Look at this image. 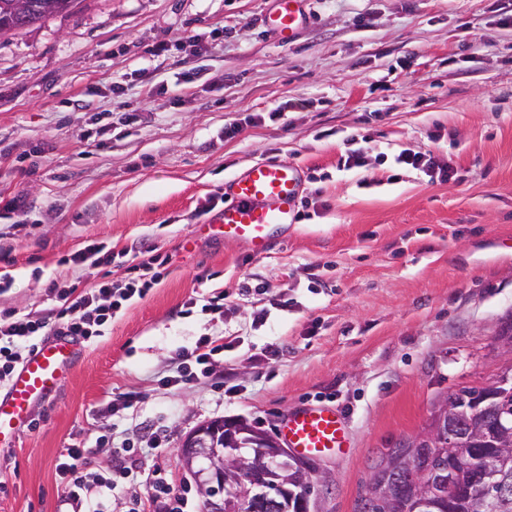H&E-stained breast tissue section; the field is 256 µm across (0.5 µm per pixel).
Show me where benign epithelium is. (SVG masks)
Instances as JSON below:
<instances>
[{"mask_svg":"<svg viewBox=\"0 0 512 512\" xmlns=\"http://www.w3.org/2000/svg\"><path fill=\"white\" fill-rule=\"evenodd\" d=\"M497 352L506 358L497 372L463 394L460 389L438 396L427 424L405 437L404 458H389L383 470L397 472L402 462L418 467L420 481L415 491L416 512H438L439 499L463 493L474 512H495L494 488L512 477V454L504 450L512 441V335L498 330ZM494 427L484 439L497 448L495 455L479 462L466 449L481 431L487 413ZM215 425L208 421L185 434L177 454L182 467L197 476L202 498L211 512H224V499L237 497L244 512H265L269 502L279 512H292L297 502L302 512H313L315 485L309 459L286 448L277 433L266 431L245 419L224 421L222 443L212 440ZM448 446V472L431 469L425 458L429 449ZM363 492L378 512H393L398 500L394 486L369 473Z\"/></svg>","mask_w":512,"mask_h":512,"instance_id":"1","label":"benign epithelium"}]
</instances>
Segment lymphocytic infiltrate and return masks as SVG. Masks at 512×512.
<instances>
[{
	"instance_id": "obj_1",
	"label": "lymphocytic infiltrate",
	"mask_w": 512,
	"mask_h": 512,
	"mask_svg": "<svg viewBox=\"0 0 512 512\" xmlns=\"http://www.w3.org/2000/svg\"><path fill=\"white\" fill-rule=\"evenodd\" d=\"M160 266L159 255L150 253L127 267L123 280L118 282L106 279L81 290L49 284L53 306L45 312L22 314L14 309H1L0 388L48 337L65 336L77 343H88L104 336L112 321L134 300L144 298L157 283L161 277ZM223 351V345L215 340L200 338L191 352L178 355L175 370L164 377V385L175 386L209 377L211 360ZM89 454V447L71 445L58 466L68 488L64 502L71 506L72 512H108L106 500L118 485L138 478L148 488L149 500L135 502L128 512H145L149 503L154 505L155 512H185L187 498L176 494L158 473H147L143 461L130 451H123L119 465L106 474L87 471Z\"/></svg>"
}]
</instances>
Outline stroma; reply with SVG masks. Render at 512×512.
Instances as JSON below:
<instances>
[{
    "instance_id": "1",
    "label": "stroma",
    "mask_w": 512,
    "mask_h": 512,
    "mask_svg": "<svg viewBox=\"0 0 512 512\" xmlns=\"http://www.w3.org/2000/svg\"><path fill=\"white\" fill-rule=\"evenodd\" d=\"M273 4L81 0L0 38V196L25 192L30 220H0V274L14 278L0 309L36 313L52 305L49 282H99L104 267L66 262L88 240L116 252V279L125 247L167 259L0 447V512H65L56 466L79 442L94 470L133 446L196 507L177 457L185 433L239 417L269 430L304 404L338 408L351 436L346 453L314 460L326 479L314 508L356 512L372 460L419 431L438 395L498 367L495 333L512 318V0H305L288 42L263 24ZM216 27L224 36L205 54L181 41ZM160 43L170 51L150 55ZM187 70L195 78L179 83ZM115 82L136 119L112 107ZM76 99L111 110L103 147L81 143L91 115ZM354 135L370 151L346 170ZM39 148L46 160L22 175L16 157ZM404 150L432 152L453 178L405 168L388 182ZM273 160L301 168L304 219L263 258L239 242L188 249L223 208L225 182ZM219 292L223 316L189 309ZM203 336L229 343L210 376L163 385ZM127 393L139 402L111 413ZM147 425L162 447H148Z\"/></svg>"
}]
</instances>
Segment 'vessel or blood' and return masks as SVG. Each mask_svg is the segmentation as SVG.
I'll use <instances>...</instances> for the list:
<instances>
[{"mask_svg":"<svg viewBox=\"0 0 512 512\" xmlns=\"http://www.w3.org/2000/svg\"><path fill=\"white\" fill-rule=\"evenodd\" d=\"M303 0H276L264 17L265 27L280 40H290L304 21ZM302 186L300 168L288 161L249 166L225 185L226 199L218 217L198 225L196 234L215 240L244 242L255 257L269 254L275 229L296 223ZM78 345L54 336L38 345L0 389V446H11L32 409L55 396L70 375ZM279 432L286 447L307 457L348 446L343 414L329 406L303 405L289 411Z\"/></svg>","mask_w":512,"mask_h":512,"instance_id":"obj_1","label":"vessel or blood"}]
</instances>
